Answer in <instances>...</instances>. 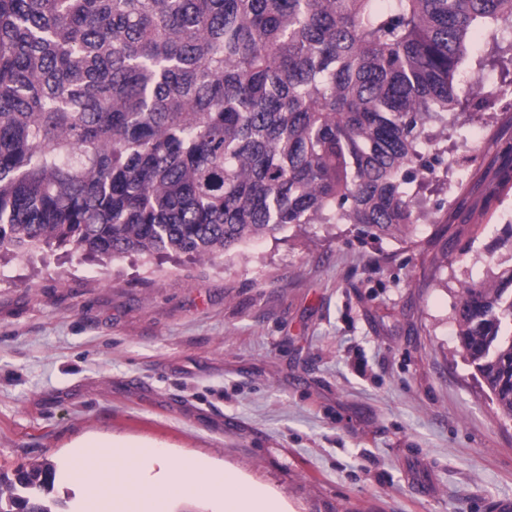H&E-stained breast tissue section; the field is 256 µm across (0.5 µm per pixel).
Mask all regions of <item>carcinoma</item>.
Returning <instances> with one entry per match:
<instances>
[{
	"label": "carcinoma",
	"mask_w": 512,
	"mask_h": 512,
	"mask_svg": "<svg viewBox=\"0 0 512 512\" xmlns=\"http://www.w3.org/2000/svg\"><path fill=\"white\" fill-rule=\"evenodd\" d=\"M512 0H0V250L210 258L290 224L410 239L463 107L472 32ZM512 184V165L484 197ZM512 419V265L454 309ZM58 467L0 468V512H61Z\"/></svg>",
	"instance_id": "obj_1"
}]
</instances>
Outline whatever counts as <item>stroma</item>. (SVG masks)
Returning a JSON list of instances; mask_svg holds the SVG:
<instances>
[{"label": "stroma", "mask_w": 512, "mask_h": 512, "mask_svg": "<svg viewBox=\"0 0 512 512\" xmlns=\"http://www.w3.org/2000/svg\"><path fill=\"white\" fill-rule=\"evenodd\" d=\"M473 42L459 93L483 117L438 147L468 142L485 172L512 40ZM450 180L428 181L410 242L304 224L204 260L0 253V467L131 441L252 478L288 512H495L512 420L459 353L453 307L512 259V188L478 229L481 187ZM449 209L459 222L436 223Z\"/></svg>", "instance_id": "1"}]
</instances>
